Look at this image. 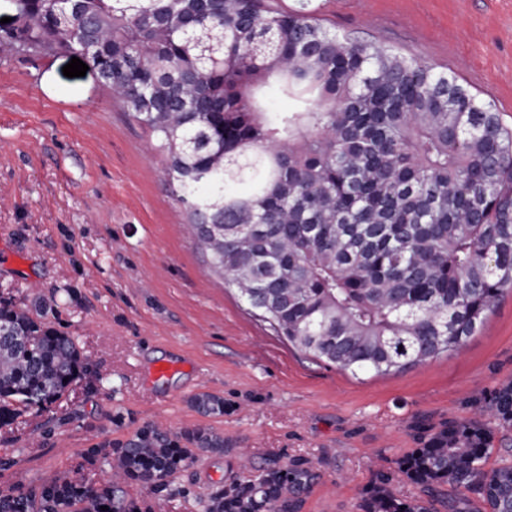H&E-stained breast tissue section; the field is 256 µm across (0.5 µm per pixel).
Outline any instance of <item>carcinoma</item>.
<instances>
[{"instance_id":"carcinoma-1","label":"carcinoma","mask_w":512,"mask_h":512,"mask_svg":"<svg viewBox=\"0 0 512 512\" xmlns=\"http://www.w3.org/2000/svg\"><path fill=\"white\" fill-rule=\"evenodd\" d=\"M12 2L20 28L5 38L86 57L166 158L211 271L298 351L354 376L402 373L461 353L512 293V128L455 75L272 0ZM193 25L224 31V64L186 55ZM271 87L288 110L270 111ZM244 269L258 272L250 288L238 284ZM80 386L94 379L74 339L0 298V429ZM192 403L224 412L209 393ZM474 411L512 425V382ZM227 451L208 427L148 423L86 450L108 479L0 484V512H139L127 487L160 493ZM492 452V430L445 425L378 472L360 510L434 512L449 485L450 512H471V493L487 512H512V464L486 468ZM240 469L204 512H297L318 478L277 458L255 466L244 456ZM405 484L421 496L399 498Z\"/></svg>"}]
</instances>
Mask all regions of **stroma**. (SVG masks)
I'll use <instances>...</instances> for the list:
<instances>
[{
	"instance_id": "stroma-1",
	"label": "stroma",
	"mask_w": 512,
	"mask_h": 512,
	"mask_svg": "<svg viewBox=\"0 0 512 512\" xmlns=\"http://www.w3.org/2000/svg\"><path fill=\"white\" fill-rule=\"evenodd\" d=\"M304 2L356 41L453 72L512 128V0H279ZM15 15L0 0V296L43 303L99 383L0 432V457L12 461L0 484L78 469L105 479L85 449L162 420L212 428L231 448L173 476L165 500L130 487L152 512H203L244 449L318 468L300 512H358L380 466L472 420L475 400L512 381V295L460 355L400 374L355 377L292 348L211 274L149 134L95 71L64 76L70 54L4 40ZM163 363L176 371L153 378ZM201 393L222 397L223 413L200 414Z\"/></svg>"
}]
</instances>
